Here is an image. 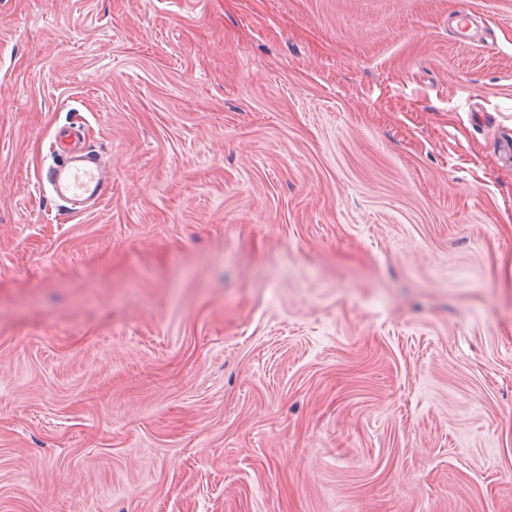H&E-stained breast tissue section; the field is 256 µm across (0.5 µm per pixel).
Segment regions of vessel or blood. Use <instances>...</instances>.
Here are the masks:
<instances>
[{
    "label": "vessel or blood",
    "mask_w": 512,
    "mask_h": 512,
    "mask_svg": "<svg viewBox=\"0 0 512 512\" xmlns=\"http://www.w3.org/2000/svg\"><path fill=\"white\" fill-rule=\"evenodd\" d=\"M80 128L59 129L56 135V161L45 180L62 202L76 205L99 203L109 192L110 183L100 167L94 166L83 151Z\"/></svg>",
    "instance_id": "obj_1"
}]
</instances>
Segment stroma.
<instances>
[{"label":"stroma","instance_id":"stroma-1","mask_svg":"<svg viewBox=\"0 0 512 512\" xmlns=\"http://www.w3.org/2000/svg\"><path fill=\"white\" fill-rule=\"evenodd\" d=\"M0 512H512V0H0ZM83 133L78 127L58 130L56 163L48 168L45 181L62 202L75 206L91 201L101 202L109 192L110 182L99 166L83 151Z\"/></svg>","mask_w":512,"mask_h":512}]
</instances>
